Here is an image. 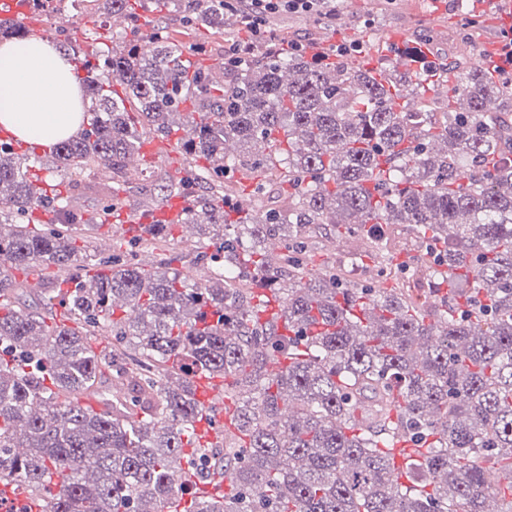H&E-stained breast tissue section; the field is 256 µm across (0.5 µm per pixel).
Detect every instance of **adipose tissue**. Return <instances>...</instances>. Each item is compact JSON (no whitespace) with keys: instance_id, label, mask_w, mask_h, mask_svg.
I'll use <instances>...</instances> for the list:
<instances>
[{"instance_id":"1","label":"adipose tissue","mask_w":512,"mask_h":512,"mask_svg":"<svg viewBox=\"0 0 512 512\" xmlns=\"http://www.w3.org/2000/svg\"><path fill=\"white\" fill-rule=\"evenodd\" d=\"M83 120L82 90L72 65L48 40L0 42V127L51 148Z\"/></svg>"}]
</instances>
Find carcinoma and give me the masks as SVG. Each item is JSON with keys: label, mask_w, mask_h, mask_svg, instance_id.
<instances>
[{"label": "carcinoma", "mask_w": 512, "mask_h": 512, "mask_svg": "<svg viewBox=\"0 0 512 512\" xmlns=\"http://www.w3.org/2000/svg\"><path fill=\"white\" fill-rule=\"evenodd\" d=\"M110 2L129 20L112 49L93 7L84 46L67 47L86 108L55 147L61 189L41 187L53 180L30 165L37 145L0 142V472L13 493H44V512H163L187 493L186 512H485L491 496L512 512V82L454 60L400 74L274 45L201 68L137 9L221 34L224 0ZM27 4L51 26L65 12ZM401 86L415 104L393 102ZM152 136L183 151L161 203L183 198L182 223L215 247L197 280L77 245L100 224L72 191L96 171L120 210ZM36 209L52 221L33 229ZM311 224L375 256L406 224L446 270L424 300L354 287L339 267H309ZM175 229L132 241L163 247ZM51 267L73 287L23 300L15 273ZM213 377L234 407L221 448L197 427L193 382ZM115 383L125 394L108 406ZM396 434L415 444L408 488L392 479ZM184 463L190 486L174 480ZM225 481L233 498L201 495Z\"/></svg>", "instance_id": "cac0c4a2"}]
</instances>
